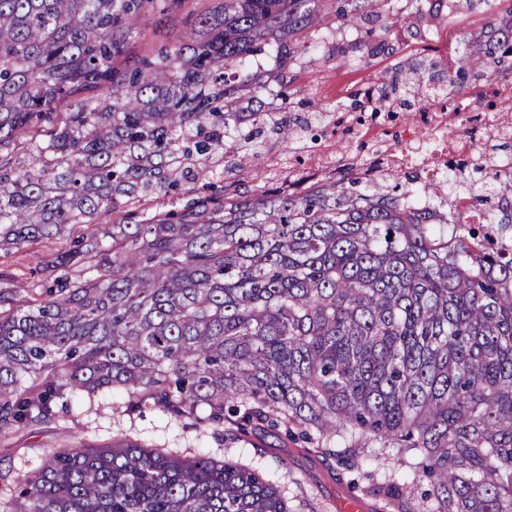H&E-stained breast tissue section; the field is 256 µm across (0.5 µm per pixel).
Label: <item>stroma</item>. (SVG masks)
Instances as JSON below:
<instances>
[{"mask_svg":"<svg viewBox=\"0 0 512 512\" xmlns=\"http://www.w3.org/2000/svg\"><path fill=\"white\" fill-rule=\"evenodd\" d=\"M201 7L200 0H188L185 10L172 14L157 12L144 17L140 25L141 35L131 47V55L138 57L182 38L188 27L190 11ZM486 21L485 14L459 12L452 23L440 24L430 41L407 39L401 54L405 57L425 54L442 62L454 60L464 52L463 33L480 30ZM387 69V63L377 60L349 67L339 58L332 57L312 79L296 77L291 91L294 100L328 108L374 86ZM68 245L65 239L44 240L25 243L7 252L0 251V269H9L19 285H26L35 268L54 259ZM120 428L145 444L164 445L172 452L207 453L217 458L228 456L239 460L285 487L289 498L299 495L319 498L329 512H343V505L349 498L347 488L328 481L325 467L306 453L296 451L288 455L276 448L256 447L249 441L225 445L213 438L210 427L187 430L178 420L153 408L129 415L124 410L122 396L117 393L107 394L90 404L69 400L67 409L61 410L59 420L48 427L0 438V498L10 497L15 478L40 466L50 447L74 435L103 444L111 441L113 433Z\"/></svg>","mask_w":512,"mask_h":512,"instance_id":"35a3bbf8","label":"stroma"}]
</instances>
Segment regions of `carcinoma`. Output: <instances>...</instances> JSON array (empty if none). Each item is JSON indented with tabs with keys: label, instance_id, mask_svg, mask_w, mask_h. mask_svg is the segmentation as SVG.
I'll return each mask as SVG.
<instances>
[{
	"label": "carcinoma",
	"instance_id": "cac0c4a2",
	"mask_svg": "<svg viewBox=\"0 0 512 512\" xmlns=\"http://www.w3.org/2000/svg\"><path fill=\"white\" fill-rule=\"evenodd\" d=\"M503 2L219 0L136 62L142 18L186 0H0V251L83 229L23 297L0 270V435L55 422L56 398L120 390L127 412L151 403L224 444L298 445L337 484L333 463L367 457L427 480L365 473L369 512H512V178L498 169L512 137L486 132L430 209L406 202L416 175L366 183L353 168L208 193L216 154L317 139L289 75L333 54L354 65L347 32L389 60L405 32L489 14L463 59L387 73L373 118L417 111L434 85L498 86L512 71ZM272 46L279 69L242 77ZM22 144L29 169L8 160ZM182 190L198 193L187 208L132 217ZM459 194L486 223L448 206ZM281 430L289 442L266 441ZM15 484L8 512H292L246 464L126 433L76 438Z\"/></svg>",
	"mask_w": 512,
	"mask_h": 512
}]
</instances>
